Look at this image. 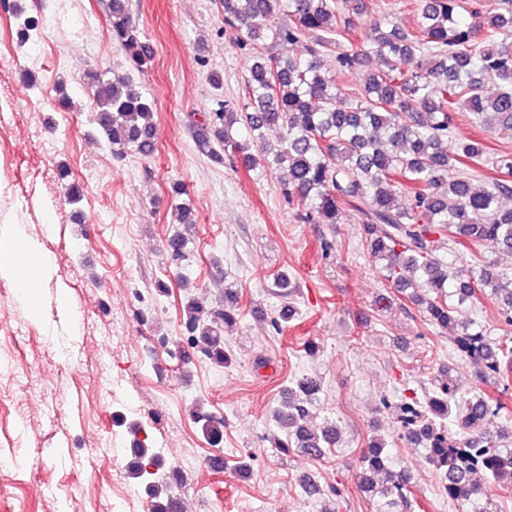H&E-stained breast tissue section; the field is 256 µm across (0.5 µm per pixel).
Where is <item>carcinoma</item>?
I'll use <instances>...</instances> for the list:
<instances>
[{
    "instance_id": "carcinoma-1",
    "label": "carcinoma",
    "mask_w": 512,
    "mask_h": 512,
    "mask_svg": "<svg viewBox=\"0 0 512 512\" xmlns=\"http://www.w3.org/2000/svg\"><path fill=\"white\" fill-rule=\"evenodd\" d=\"M360 0H219L224 24L239 33L238 47L250 55L240 106L220 103L190 123L198 150L216 163L227 151L257 147L271 157L268 169H288L283 195L305 224H335L343 210L361 215L367 250L382 261L381 292L374 310L391 307V290L401 302L424 309L425 325L448 326L453 351L476 369L478 387L460 392L443 368L431 387H406L395 400L405 436L427 449L448 498L480 499L485 480L512 489V432L488 430L503 409L502 399L481 389H512V334L493 337L476 321L459 324L458 309L488 300L501 323L512 327V274L488 257L512 254V156L492 155L479 139L459 140L452 114L470 126L512 137V0H499L487 14L467 0H418L416 21L397 18L395 0L368 25L358 21ZM112 42L138 71L152 65L149 40L132 23L128 0H109ZM299 52L292 53L290 48ZM334 57L335 71L322 60ZM376 59L364 82L343 79ZM95 99L92 121L121 160L156 148L155 102L130 76L87 73ZM497 92L489 94V85ZM279 130L276 144L267 133ZM245 132L244 140L238 133ZM184 185L170 184L172 207L191 224ZM165 251L174 264L188 255V240L169 235ZM239 321L238 293L224 286L216 306L195 298L183 304L186 340L177 344L184 360L198 351L223 367L233 354L224 332ZM323 390L317 376L303 375L274 411L285 430L273 446L319 458L339 440L335 423L311 422ZM209 444L224 440V418L202 407L193 413ZM386 444L372 439L361 457L359 479L381 498L379 512H413L411 476L395 470ZM134 478L147 480L157 465L141 440L132 449ZM150 512H183L175 495L155 485Z\"/></svg>"
}]
</instances>
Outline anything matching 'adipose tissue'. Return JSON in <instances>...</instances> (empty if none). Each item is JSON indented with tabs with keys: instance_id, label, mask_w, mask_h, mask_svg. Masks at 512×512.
Wrapping results in <instances>:
<instances>
[{
	"instance_id": "obj_1",
	"label": "adipose tissue",
	"mask_w": 512,
	"mask_h": 512,
	"mask_svg": "<svg viewBox=\"0 0 512 512\" xmlns=\"http://www.w3.org/2000/svg\"><path fill=\"white\" fill-rule=\"evenodd\" d=\"M47 264L41 243L33 240L23 226L0 227V276L12 283L19 300L33 316L38 313L35 298L39 270Z\"/></svg>"
}]
</instances>
